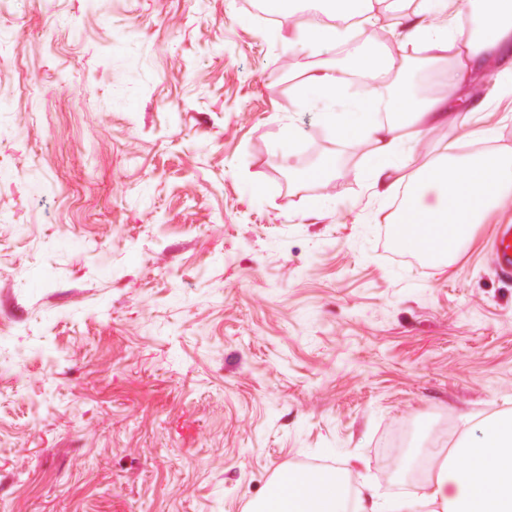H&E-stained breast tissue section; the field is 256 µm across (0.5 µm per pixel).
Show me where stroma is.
Here are the masks:
<instances>
[{"label": "stroma", "instance_id": "stroma-1", "mask_svg": "<svg viewBox=\"0 0 512 512\" xmlns=\"http://www.w3.org/2000/svg\"><path fill=\"white\" fill-rule=\"evenodd\" d=\"M297 31L248 0L0 12V512H247L309 461L391 498L384 442L512 411V194L410 261L370 141L298 96L334 52ZM400 76L343 80V111ZM481 85L464 122L397 128L403 189L452 148L512 156V88ZM495 268L504 276L512 275V224H498L492 240Z\"/></svg>", "mask_w": 512, "mask_h": 512}]
</instances>
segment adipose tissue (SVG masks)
<instances>
[{
  "instance_id": "obj_1",
  "label": "adipose tissue",
  "mask_w": 512,
  "mask_h": 512,
  "mask_svg": "<svg viewBox=\"0 0 512 512\" xmlns=\"http://www.w3.org/2000/svg\"><path fill=\"white\" fill-rule=\"evenodd\" d=\"M480 34H465L460 0H420L402 16L403 36L417 52L437 56L455 48L448 93L419 98L395 93L388 120L376 113L355 115L339 111L343 98L335 63L316 70L306 84L324 105V122L339 139L368 137L373 144L370 186L377 195H393L399 185L390 173L400 149L395 130L443 121L470 109V83L485 67L512 69V0H478ZM371 0H324L329 22L304 24L300 35L309 44L333 46L347 37L346 20L367 13ZM415 193L407 197L396 218L400 224L422 225L421 235H401L400 244L414 249L420 243L444 255L455 254L484 212L512 191V162L493 153L459 156L437 162L411 177ZM414 497L430 512H512V414L489 418L477 425L465 443L448 452L435 451ZM407 501H387L376 492L347 498L336 474L298 472L288 494L276 489L253 504L252 512H405Z\"/></svg>"
}]
</instances>
